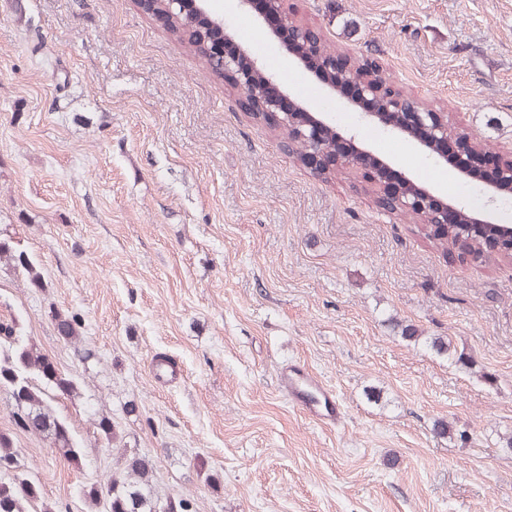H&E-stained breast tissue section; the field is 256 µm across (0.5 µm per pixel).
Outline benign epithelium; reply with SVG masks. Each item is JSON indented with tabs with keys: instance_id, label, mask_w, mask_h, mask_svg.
<instances>
[{
	"instance_id": "benign-epithelium-1",
	"label": "benign epithelium",
	"mask_w": 512,
	"mask_h": 512,
	"mask_svg": "<svg viewBox=\"0 0 512 512\" xmlns=\"http://www.w3.org/2000/svg\"><path fill=\"white\" fill-rule=\"evenodd\" d=\"M141 8L162 21L172 22L193 15L199 25L197 38L208 59L220 64L219 73L230 78L241 105L261 124L288 132L279 142L300 144L295 161L318 177L344 167L359 174L363 187L375 189L377 205L390 213H421L431 218L430 233L449 224L457 225L458 240L468 241L476 231L488 237L487 247L512 255V225L498 224L490 217L449 201L432 189L416 183L370 150L360 147L354 136H343L320 112L310 111L257 59L236 42L224 19L212 14L210 0H137ZM237 9L250 17L259 30L291 61L303 67L319 85L341 97L367 122H377L387 131L413 143L421 151L462 176L484 184L494 202L512 195V149L478 152L474 137L448 126L444 112L422 107L398 87L373 78L380 66L368 62L357 71L352 56L332 49L312 31L297 24L285 8L286 0H235Z\"/></svg>"
}]
</instances>
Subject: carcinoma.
I'll list each match as a JSON object with an SVG mask.
<instances>
[{
	"label": "carcinoma",
	"mask_w": 512,
	"mask_h": 512,
	"mask_svg": "<svg viewBox=\"0 0 512 512\" xmlns=\"http://www.w3.org/2000/svg\"><path fill=\"white\" fill-rule=\"evenodd\" d=\"M171 32L195 56L204 58L202 46L194 38L193 21L183 18L175 22ZM456 236V229L450 228L433 238V246L446 255L452 250ZM3 261L25 275L28 287H43L35 260L12 237L0 233V263ZM53 320L63 340L80 341L82 321L78 315L56 311ZM392 326L399 329L402 340L421 342L454 364L472 366L448 339L421 336L411 324L396 321ZM76 389L73 379L50 367L48 356L30 341L19 320L0 321V391L9 396L15 425L50 439L53 448L70 460L79 457L80 443L68 422L53 410V402L60 395H73ZM92 426L93 433L107 446L123 448V436L112 416L97 414ZM10 461H19V453L11 433L0 430V463ZM151 472L147 460L136 455L125 456L122 466L85 491V498L92 507H103V512H158L160 498L151 493ZM39 499V488L28 478L15 474L6 481L0 480V512H31L29 506L36 505Z\"/></svg>",
	"instance_id": "carcinoma-1"
}]
</instances>
